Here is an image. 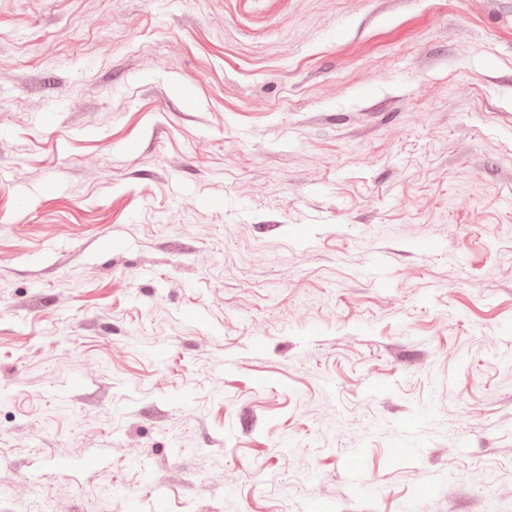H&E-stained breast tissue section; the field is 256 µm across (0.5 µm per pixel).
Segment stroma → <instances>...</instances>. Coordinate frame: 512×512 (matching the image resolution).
<instances>
[{
	"label": "stroma",
	"instance_id": "stroma-1",
	"mask_svg": "<svg viewBox=\"0 0 512 512\" xmlns=\"http://www.w3.org/2000/svg\"><path fill=\"white\" fill-rule=\"evenodd\" d=\"M128 502L512 512V0H0V512Z\"/></svg>",
	"mask_w": 512,
	"mask_h": 512
}]
</instances>
